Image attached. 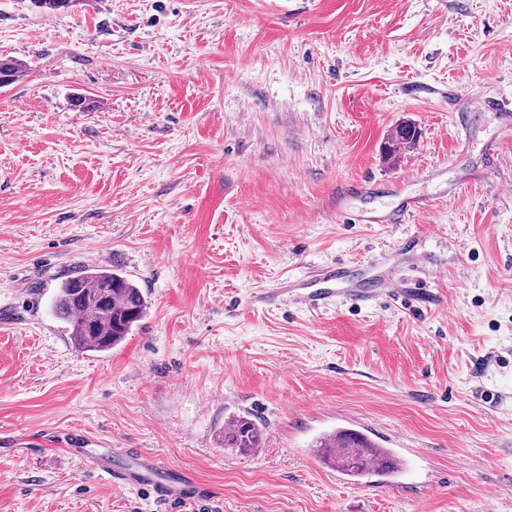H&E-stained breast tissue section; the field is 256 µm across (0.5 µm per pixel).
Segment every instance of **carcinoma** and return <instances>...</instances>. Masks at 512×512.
<instances>
[{"label":"carcinoma","mask_w":512,"mask_h":512,"mask_svg":"<svg viewBox=\"0 0 512 512\" xmlns=\"http://www.w3.org/2000/svg\"><path fill=\"white\" fill-rule=\"evenodd\" d=\"M23 66L15 59H0L3 86L17 82ZM419 131L408 123L388 138L385 156L395 157L403 147L416 145ZM149 301L136 283L109 266L86 267L66 279L56 292L54 315L67 325L74 343L91 352H106L120 344L132 328L148 314ZM226 448L242 454L260 447V429L246 417H236L221 435ZM317 453L326 464H334L346 475L362 477L370 470L366 462L380 453V447L359 432L338 429L319 438Z\"/></svg>","instance_id":"carcinoma-1"}]
</instances>
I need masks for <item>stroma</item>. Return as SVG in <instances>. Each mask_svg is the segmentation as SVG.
Listing matches in <instances>:
<instances>
[{"instance_id": "obj_1", "label": "stroma", "mask_w": 512, "mask_h": 512, "mask_svg": "<svg viewBox=\"0 0 512 512\" xmlns=\"http://www.w3.org/2000/svg\"><path fill=\"white\" fill-rule=\"evenodd\" d=\"M1 57L0 512H512V0H0ZM339 260L414 293L257 303ZM100 265L150 303L103 353L51 308ZM339 427L421 454L358 481ZM139 452L208 501L100 470ZM419 137V131L416 126L408 123L399 126L395 132L388 138L385 146V156L387 159L395 157L396 153L402 147L415 146ZM423 208L424 207L421 205H412L411 203H407L406 205L397 207L395 210L388 213H380L372 216L357 215L355 220L358 223L365 224H379L384 222L400 224L404 222L406 218H409L411 214L418 212ZM221 444H224L225 448H234L242 454L252 453L255 448L260 447V429L253 420L236 417L224 426Z\"/></svg>"}]
</instances>
